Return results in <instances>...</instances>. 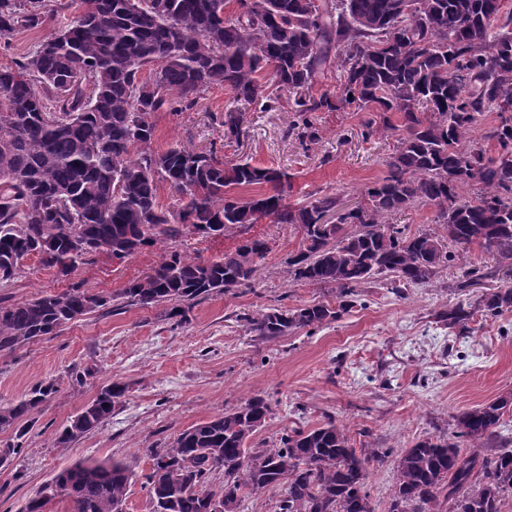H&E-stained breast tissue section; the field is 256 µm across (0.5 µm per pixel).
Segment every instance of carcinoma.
Here are the masks:
<instances>
[{
    "instance_id": "carcinoma-1",
    "label": "carcinoma",
    "mask_w": 512,
    "mask_h": 512,
    "mask_svg": "<svg viewBox=\"0 0 512 512\" xmlns=\"http://www.w3.org/2000/svg\"><path fill=\"white\" fill-rule=\"evenodd\" d=\"M0 0V39L21 29L64 23L11 66H0V282L8 283L30 255L66 276L88 255L114 260L178 238L188 226L207 238L245 234L258 220L302 232L288 257L294 282L332 288L336 304L293 310L271 307L246 317L268 339L337 320L365 285L383 278L397 293L429 284L454 261L453 244H475L512 269V11L505 0ZM336 68L341 92L311 93ZM150 75L142 77L144 69ZM269 76L294 94V111L309 142L319 140L314 112L379 113L362 137L396 134L386 173L352 208L324 194L302 205L286 201L288 174L249 160L217 161L175 144H150L158 112L187 111L220 83L234 102L251 104ZM496 123L475 131L486 113ZM397 114L395 124L391 115ZM247 135L243 112L224 111V139ZM177 194L159 205V184ZM474 183L471 197L461 185ZM435 208L438 229L409 234L394 217ZM267 242L249 237L201 262L178 251L123 291L132 304L194 301L249 284ZM496 272L472 269L457 284L466 292ZM107 298L74 287L57 295L0 305V352L56 335L96 311ZM512 312V282L439 313L448 327L470 332L474 312ZM56 392L33 387L0 406V431L17 428ZM114 382L63 428L66 443L98 428L126 397ZM512 394L462 413L456 437L439 436L399 451L387 512H501L512 497V448L491 455ZM271 414L261 396L195 424L164 448L150 449L144 486L153 512H236L243 491L284 488L277 512H375L366 490L372 466L387 453L356 449L346 427L330 420L283 431L279 443L251 448ZM224 470V485L209 476ZM133 473L121 461H79L25 504L45 512L61 499L68 512H122Z\"/></svg>"
}]
</instances>
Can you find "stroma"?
Segmentation results:
<instances>
[{
    "instance_id": "1",
    "label": "stroma",
    "mask_w": 512,
    "mask_h": 512,
    "mask_svg": "<svg viewBox=\"0 0 512 512\" xmlns=\"http://www.w3.org/2000/svg\"><path fill=\"white\" fill-rule=\"evenodd\" d=\"M232 104V93L218 83L192 110L157 113L152 149L181 143L226 163L246 157L289 175L290 203L334 193L353 205L383 176L395 144L389 133L363 139L365 113L348 111L315 113L320 139L303 147L293 95L271 84L255 103L243 105L248 135L230 143L224 139V110ZM250 233L268 243L252 286L194 301L182 322L166 318L163 306L122 297L131 282L161 264L166 251L158 246L123 262L93 254L67 276L31 255L17 278L0 284L5 303L75 285L108 299L57 335L0 352V405L20 400L39 383L57 387L25 436L0 432V446L20 444L0 463V512H20L58 471L89 459L126 462L133 478L123 512H151L143 487L152 464L149 449L257 395L269 400L272 414L256 443L272 446L283 430H307L332 419L346 426L354 447L399 449L427 437H454L463 412L512 393V312L474 316L466 335L438 318L461 301L455 285L466 270L490 265L479 249L404 296L381 279L319 330L266 339L249 332L245 316L261 308L291 310L333 294L291 282L286 259L301 243L298 227L263 218ZM115 380L128 393L111 417L80 438L58 443L70 417Z\"/></svg>"
}]
</instances>
